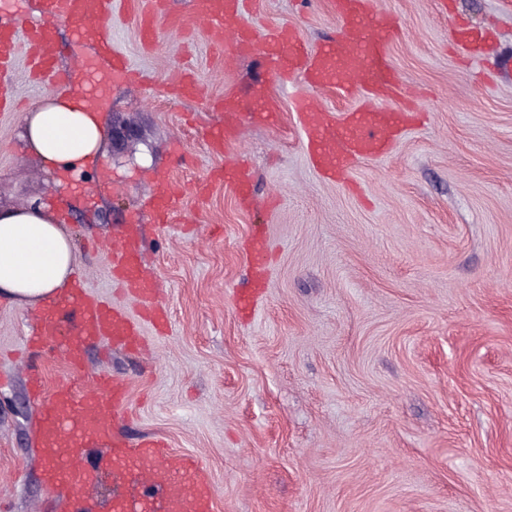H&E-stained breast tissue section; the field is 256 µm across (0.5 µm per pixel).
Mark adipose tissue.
Listing matches in <instances>:
<instances>
[{"instance_id":"adipose-tissue-1","label":"adipose tissue","mask_w":512,"mask_h":512,"mask_svg":"<svg viewBox=\"0 0 512 512\" xmlns=\"http://www.w3.org/2000/svg\"><path fill=\"white\" fill-rule=\"evenodd\" d=\"M27 148L50 172L99 158L104 127L98 110L72 94H50L22 117ZM72 238L54 209L0 210V297L44 305L64 291L73 273Z\"/></svg>"}]
</instances>
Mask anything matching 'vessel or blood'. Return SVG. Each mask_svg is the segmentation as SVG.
I'll use <instances>...</instances> for the list:
<instances>
[{"mask_svg":"<svg viewBox=\"0 0 512 512\" xmlns=\"http://www.w3.org/2000/svg\"><path fill=\"white\" fill-rule=\"evenodd\" d=\"M52 18L83 29L91 21L111 20L118 0H47ZM215 40L230 38L231 53L262 49L276 75L301 78L305 94L294 100L302 119L304 147L315 168L327 179L338 180L361 160L383 156L405 121L404 109L391 110L380 102L394 95L397 83L389 62V47L399 32L397 20L377 13L374 0H333L339 23L331 45L309 48L299 30L291 27L265 31L245 20L250 0H198ZM29 50V64L40 82L63 86L66 75L55 66V31L50 21H36L16 10L0 15V110L7 106L5 90L19 45ZM100 54L109 64L111 75L128 79L125 59L112 46L109 35L100 39ZM337 88L345 92L363 91L368 104L347 112L343 118L321 110L317 92ZM228 119L211 128L207 142L213 153H223L238 140L239 103L227 97L219 102ZM253 176L244 162L224 167V181L239 196H249ZM181 207L179 193L163 185L149 208L157 223H167ZM142 241L138 225H126L109 262L115 283L141 299L146 318L164 327L165 315L153 303L155 282L141 262ZM36 328L28 345L29 357H37L44 337L55 338L70 371L54 388H46L40 375H33L35 395L43 401L38 442L47 459L45 482L49 488L64 489L75 512H84L100 480L98 468L84 465L82 456L88 444L109 451L115 476L130 478L148 486L149 494L117 495L112 512H215V501L208 479L194 459L175 458L165 444L146 439L138 447H127L118 439L114 416L123 409L127 385L103 373L87 382L83 371L87 344L107 340L128 350L143 340L141 319L94 294L84 279H75L62 296L46 305L35 317Z\"/></svg>","mask_w":512,"mask_h":512,"instance_id":"vessel-or-blood-1","label":"vessel or blood"}]
</instances>
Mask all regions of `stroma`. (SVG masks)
<instances>
[{
	"mask_svg": "<svg viewBox=\"0 0 512 512\" xmlns=\"http://www.w3.org/2000/svg\"><path fill=\"white\" fill-rule=\"evenodd\" d=\"M400 34L389 59L413 124L347 183L323 179L293 109L298 83L269 73L261 50L226 60L191 0H129L103 30L144 83H109L97 103L109 135L97 162L65 178L21 143L24 110L49 94L17 64L19 108L0 112V208L44 205L73 239L75 273L131 314L109 255L138 219L145 267L169 330L144 326L140 353L89 346L87 377L128 385L119 437L163 439L207 473L216 512H512V11L499 0H375ZM154 46H144V13ZM262 29L300 28L310 47L338 31L332 0H258ZM463 22L492 49L466 62L450 38ZM56 63L82 92L97 40L56 22ZM200 95L169 88L173 73ZM280 105L277 124L243 121L211 154L214 101ZM248 163L249 205L211 180ZM169 177L182 210L165 225L145 203ZM271 261L254 310L236 291L253 274L247 243ZM30 308L0 299V512H67L44 482L34 441L40 409L21 366Z\"/></svg>",
	"mask_w": 512,
	"mask_h": 512,
	"instance_id": "35a3bbf8",
	"label": "stroma"
}]
</instances>
